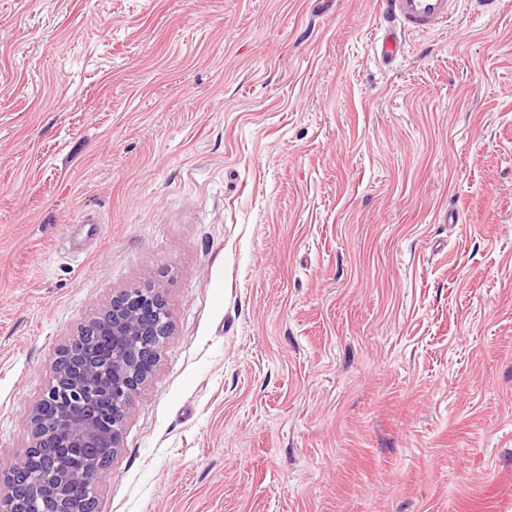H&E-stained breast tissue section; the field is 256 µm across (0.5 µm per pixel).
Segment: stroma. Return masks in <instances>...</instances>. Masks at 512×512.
<instances>
[{
	"instance_id": "1",
	"label": "stroma",
	"mask_w": 512,
	"mask_h": 512,
	"mask_svg": "<svg viewBox=\"0 0 512 512\" xmlns=\"http://www.w3.org/2000/svg\"><path fill=\"white\" fill-rule=\"evenodd\" d=\"M314 8L0 0V461L152 284L97 512H512V0ZM456 0H385L383 34L375 52L386 64L401 56L403 37L410 31H428L449 24L455 17Z\"/></svg>"
}]
</instances>
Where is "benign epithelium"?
I'll return each instance as SVG.
<instances>
[{"label":"benign epithelium","instance_id":"1","mask_svg":"<svg viewBox=\"0 0 512 512\" xmlns=\"http://www.w3.org/2000/svg\"><path fill=\"white\" fill-rule=\"evenodd\" d=\"M91 322L102 328L103 335L112 337L109 357L112 382H107V376L96 363L88 360L77 371L69 372L59 351L52 378L30 415L31 447L37 446V435L48 423L55 429L60 446L70 449L71 470L50 492V497L63 505L59 512H77L69 507L70 502L87 498L93 485L104 475L99 460L90 455L89 449L107 441L112 444V454H117L133 401L158 363L156 341L172 331L164 297L152 285L112 294L110 303ZM89 323L82 324L63 347L78 342ZM56 394L81 398L86 401V409L78 416L59 412L46 423L43 405ZM15 479L13 463L1 462L0 512L22 510V504L14 503Z\"/></svg>","mask_w":512,"mask_h":512}]
</instances>
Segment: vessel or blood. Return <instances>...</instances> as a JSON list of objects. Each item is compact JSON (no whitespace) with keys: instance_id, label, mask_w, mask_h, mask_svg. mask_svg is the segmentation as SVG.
Wrapping results in <instances>:
<instances>
[{"instance_id":"obj_1","label":"vessel or blood","mask_w":512,"mask_h":512,"mask_svg":"<svg viewBox=\"0 0 512 512\" xmlns=\"http://www.w3.org/2000/svg\"><path fill=\"white\" fill-rule=\"evenodd\" d=\"M456 0H385L383 34L375 52L387 64L400 57L403 37L410 31H428L450 23Z\"/></svg>"}]
</instances>
